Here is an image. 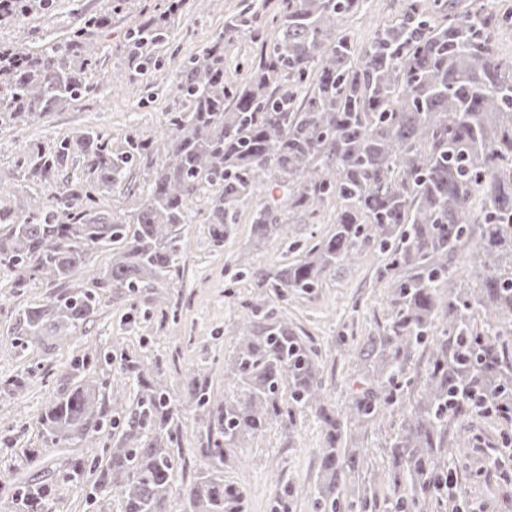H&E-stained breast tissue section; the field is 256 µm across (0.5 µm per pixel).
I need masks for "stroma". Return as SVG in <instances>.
I'll return each instance as SVG.
<instances>
[{
    "label": "stroma",
    "mask_w": 512,
    "mask_h": 512,
    "mask_svg": "<svg viewBox=\"0 0 512 512\" xmlns=\"http://www.w3.org/2000/svg\"><path fill=\"white\" fill-rule=\"evenodd\" d=\"M279 0H218L207 10L196 0L171 19L168 45L155 61L145 64L131 58L126 48L129 30L150 16L166 11L168 0H129L123 12L111 15L108 24L90 33L99 64L87 71L96 83L93 96L67 103L19 130L0 131V171H14L19 145L25 140L46 144L95 127L109 131L120 144L131 129L151 134L161 131L170 112L183 109L175 86L182 67L210 44L224 28L225 18L246 7L273 12ZM367 11L347 18L345 25L357 40H367L375 27L391 22L404 0H368ZM111 0H51L43 14L18 22L0 23V45L23 43L39 50L47 41H65L91 15L103 14ZM108 13V12H107ZM163 161L145 157L132 169L130 182L104 195L101 206L116 213L130 212L139 202L137 187ZM195 221L183 225L184 247L177 257L171 284L143 288L136 293L102 295L92 322L82 326L70 342L52 349L33 346L19 354L17 319L22 309L46 304L57 289L41 279L26 287H13L14 273L0 266V512H12V502L29 484L42 482L53 490V512H123L115 489L100 475L109 467L105 447L124 435L123 414L104 417V448L84 443L52 444L39 432L36 421L48 405L68 389L73 379V358L92 351L99 362L87 374L101 387L100 400L111 403L113 392H132L120 365L132 360L160 362L168 371V392L180 411L181 428L174 448L182 467L179 484L193 485L199 477L207 433L217 428L224 401L235 394L224 378V361L236 345L243 305L259 293L255 277L239 275L237 261L246 258L259 269L274 270L288 255L289 243L311 245L335 229L336 208L322 210L318 223L292 224L286 242L255 246L252 208H243L223 246H214L203 223L206 196L188 203ZM383 258L368 257L361 264L330 272L320 288L309 295H269L275 316L302 327L312 336L321 369L324 404L342 410L360 388L359 350L370 336H378L392 311L385 282L377 278ZM175 308L177 320H161L160 311ZM134 324H127V317ZM206 372L209 404L198 412L189 388L198 372ZM22 379V390L7 386V379ZM400 413L370 423L363 429L359 470L375 473L372 512H396L391 491L386 450L400 429ZM512 440V425L475 416L460 436V447L446 466L464 500L484 506L486 512H512V470H483L488 458L499 455ZM324 429L314 412L297 418L294 434L279 426L253 436L243 447L230 449L224 462V481L242 490L246 512H272L275 491H284L289 512H315L313 505L320 475Z\"/></svg>",
    "instance_id": "stroma-1"
}]
</instances>
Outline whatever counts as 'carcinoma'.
I'll return each mask as SVG.
<instances>
[{
    "label": "carcinoma",
    "mask_w": 512,
    "mask_h": 512,
    "mask_svg": "<svg viewBox=\"0 0 512 512\" xmlns=\"http://www.w3.org/2000/svg\"><path fill=\"white\" fill-rule=\"evenodd\" d=\"M49 3L13 0L0 19H25ZM366 7L367 0H281L270 17L242 10L182 70L176 92L189 110L170 113L162 133H127L115 147L111 135L93 128L51 146L28 141L16 173L0 176V200L17 181L44 189L21 211L0 204V264L16 272V288L37 278L61 287L50 303L24 309V351L67 341L97 312L106 290L133 293L173 279L181 226L192 221L188 201L210 188L204 223L216 246L240 209L273 185L282 194L253 214L258 245L283 239L295 218L314 222L324 202L335 200L334 233L257 273L260 288L308 294L331 270L373 252L388 257L393 311L383 335L368 338L361 351L378 363L341 413L324 407L309 337L265 302L247 305L226 368L237 392L224 401L223 441L203 451L209 472L186 491V512H245L243 493L224 484V449L274 424L291 432L297 415L313 409L326 428L315 507L339 512L359 458L357 434L403 403L412 385L406 365L419 348L428 353L427 376L389 447L396 506L425 512L431 502L437 512H461L442 465L457 447L451 431L463 430L473 414L512 415V64L498 51L512 12L499 11L495 0H405L390 23L359 43L345 20ZM104 24L90 16L66 41L38 53L23 43L0 50L19 60L0 69V129L94 94L85 73L96 50L87 35ZM170 28L165 18L130 29L128 52L151 62ZM243 38L255 55L233 87L224 76V43ZM155 154L164 162L133 212L99 207L136 159ZM76 161L82 178L54 186ZM102 248L112 251L110 268L70 287ZM458 255L461 272L452 266ZM471 281L481 287H469ZM94 360L89 352L74 358V386L37 420L56 445H100V389L85 375ZM122 370L139 389L127 420L128 436L139 444L105 449L107 483L119 491L124 512H167L180 467L171 450L180 418L166 372L130 360ZM191 397L205 409L207 377L195 378ZM19 508L52 512L51 488L28 486Z\"/></svg>",
    "instance_id": "obj_1"
}]
</instances>
